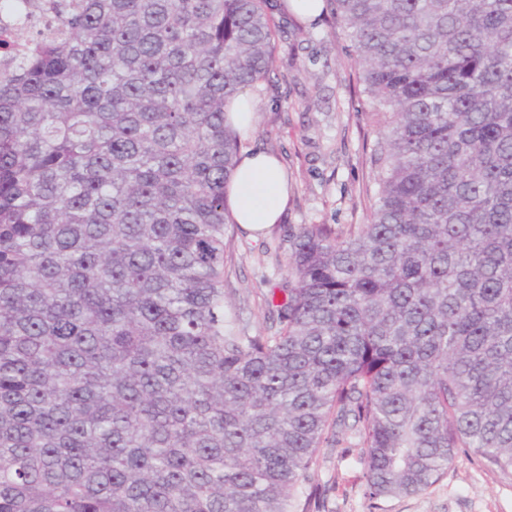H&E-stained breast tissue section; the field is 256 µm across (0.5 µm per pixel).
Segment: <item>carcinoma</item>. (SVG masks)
<instances>
[{
  "instance_id": "carcinoma-1",
  "label": "carcinoma",
  "mask_w": 512,
  "mask_h": 512,
  "mask_svg": "<svg viewBox=\"0 0 512 512\" xmlns=\"http://www.w3.org/2000/svg\"><path fill=\"white\" fill-rule=\"evenodd\" d=\"M329 2L377 189L299 225L251 335L227 112L269 0H0V512H309L349 432L373 501L512 471V0Z\"/></svg>"
}]
</instances>
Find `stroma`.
I'll use <instances>...</instances> for the list:
<instances>
[{
  "instance_id": "1",
  "label": "stroma",
  "mask_w": 512,
  "mask_h": 512,
  "mask_svg": "<svg viewBox=\"0 0 512 512\" xmlns=\"http://www.w3.org/2000/svg\"><path fill=\"white\" fill-rule=\"evenodd\" d=\"M272 18L283 32L269 80L252 88L256 121L241 140L245 150L277 155L288 177V207L279 224L253 239L232 227L227 301L249 333L271 320L264 299L282 286L276 271L289 236L301 224L344 227L365 223L377 139L360 89V66L342 26L330 12L312 21L287 13L273 0ZM365 461L354 436L321 448L309 484L324 501L320 512H512V473L486 459L458 454L448 472L415 496L374 506L365 494Z\"/></svg>"
}]
</instances>
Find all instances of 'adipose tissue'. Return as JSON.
I'll use <instances>...</instances> for the list:
<instances>
[{"label": "adipose tissue", "instance_id": "1", "mask_svg": "<svg viewBox=\"0 0 512 512\" xmlns=\"http://www.w3.org/2000/svg\"><path fill=\"white\" fill-rule=\"evenodd\" d=\"M236 224L250 235L279 221L288 201V182L279 160L264 152H242L228 188Z\"/></svg>", "mask_w": 512, "mask_h": 512}]
</instances>
